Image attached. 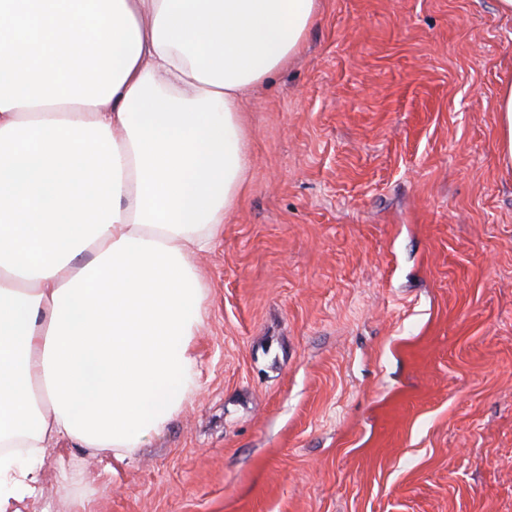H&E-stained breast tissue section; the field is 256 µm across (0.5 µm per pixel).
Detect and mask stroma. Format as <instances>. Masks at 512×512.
Segmentation results:
<instances>
[{
	"mask_svg": "<svg viewBox=\"0 0 512 512\" xmlns=\"http://www.w3.org/2000/svg\"><path fill=\"white\" fill-rule=\"evenodd\" d=\"M507 80L496 0H322L242 101L197 392L112 473L45 449L26 512H512ZM499 125L500 162L505 168L512 167V83L504 85L496 102Z\"/></svg>",
	"mask_w": 512,
	"mask_h": 512,
	"instance_id": "stroma-1",
	"label": "stroma"
}]
</instances>
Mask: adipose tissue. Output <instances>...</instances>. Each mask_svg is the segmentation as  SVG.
Segmentation results:
<instances>
[{
  "label": "adipose tissue",
  "mask_w": 512,
  "mask_h": 512,
  "mask_svg": "<svg viewBox=\"0 0 512 512\" xmlns=\"http://www.w3.org/2000/svg\"><path fill=\"white\" fill-rule=\"evenodd\" d=\"M321 0H0V512L44 450L124 460L197 388L205 276L251 160L239 103Z\"/></svg>",
  "instance_id": "1"
}]
</instances>
